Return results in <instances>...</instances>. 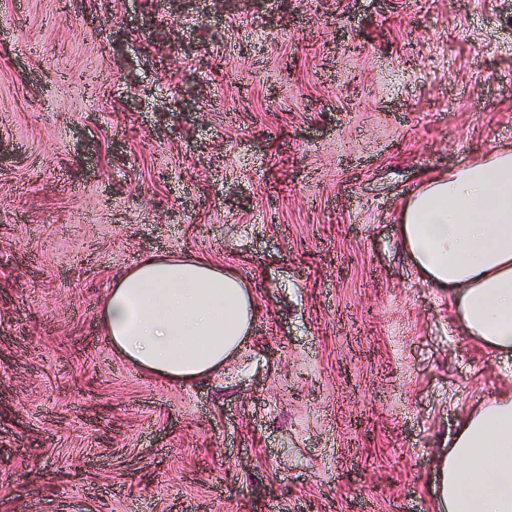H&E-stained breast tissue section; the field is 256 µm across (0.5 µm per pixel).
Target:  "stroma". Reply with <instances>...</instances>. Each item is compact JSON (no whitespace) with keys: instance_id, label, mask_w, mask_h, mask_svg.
<instances>
[{"instance_id":"1","label":"stroma","mask_w":512,"mask_h":512,"mask_svg":"<svg viewBox=\"0 0 512 512\" xmlns=\"http://www.w3.org/2000/svg\"><path fill=\"white\" fill-rule=\"evenodd\" d=\"M512 148V0H0V512H434L512 386L400 247L404 196ZM238 273L191 385L116 354L115 276Z\"/></svg>"}]
</instances>
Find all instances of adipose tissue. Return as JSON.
Wrapping results in <instances>:
<instances>
[{
  "label": "adipose tissue",
  "mask_w": 512,
  "mask_h": 512,
  "mask_svg": "<svg viewBox=\"0 0 512 512\" xmlns=\"http://www.w3.org/2000/svg\"><path fill=\"white\" fill-rule=\"evenodd\" d=\"M402 245L448 299L465 333L512 354V151L428 178L402 213ZM258 315L242 280L209 260L150 257L102 304L113 351L188 384L223 368ZM437 512H512V390L467 410L437 461Z\"/></svg>",
  "instance_id": "ef3b65f1"
}]
</instances>
